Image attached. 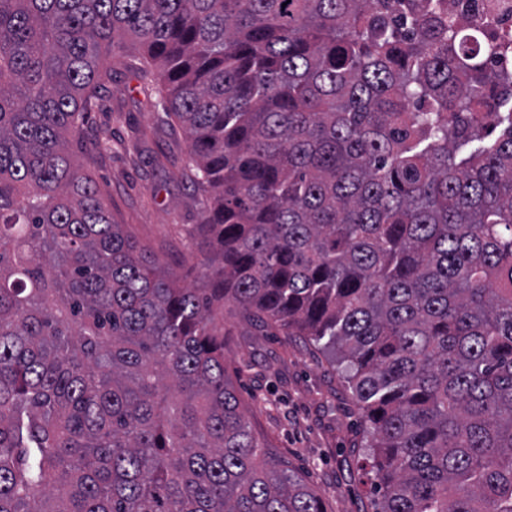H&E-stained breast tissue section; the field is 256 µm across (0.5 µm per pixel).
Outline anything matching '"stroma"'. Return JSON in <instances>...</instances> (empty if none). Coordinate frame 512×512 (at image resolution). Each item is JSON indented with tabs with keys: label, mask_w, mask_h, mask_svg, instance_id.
<instances>
[{
	"label": "stroma",
	"mask_w": 512,
	"mask_h": 512,
	"mask_svg": "<svg viewBox=\"0 0 512 512\" xmlns=\"http://www.w3.org/2000/svg\"><path fill=\"white\" fill-rule=\"evenodd\" d=\"M138 53L112 59V76L80 122L74 160L95 180L116 223L182 283L203 268L194 247L200 196L185 135L163 122L157 73ZM224 370L254 429L302 475L326 512H374L367 437L350 392L325 353L298 336L272 334L224 309Z\"/></svg>",
	"instance_id": "1"
}]
</instances>
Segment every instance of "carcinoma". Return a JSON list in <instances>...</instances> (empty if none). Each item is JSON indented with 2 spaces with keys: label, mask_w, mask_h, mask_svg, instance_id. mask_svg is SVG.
Segmentation results:
<instances>
[{
  "label": "carcinoma",
  "mask_w": 512,
  "mask_h": 512,
  "mask_svg": "<svg viewBox=\"0 0 512 512\" xmlns=\"http://www.w3.org/2000/svg\"><path fill=\"white\" fill-rule=\"evenodd\" d=\"M118 36L186 134L192 286L72 160ZM510 56L440 0H0V512H325L227 304L330 356L376 512H512Z\"/></svg>",
  "instance_id": "1"
}]
</instances>
